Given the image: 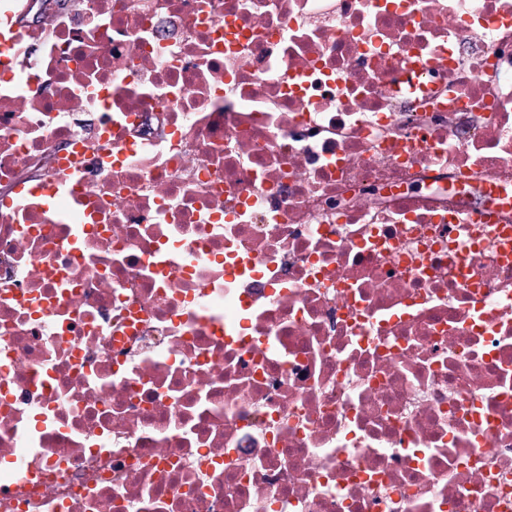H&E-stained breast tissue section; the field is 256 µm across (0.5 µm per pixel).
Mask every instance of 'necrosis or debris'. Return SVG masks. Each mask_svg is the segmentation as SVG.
<instances>
[{
    "instance_id": "4bbe7bcc",
    "label": "necrosis or debris",
    "mask_w": 512,
    "mask_h": 512,
    "mask_svg": "<svg viewBox=\"0 0 512 512\" xmlns=\"http://www.w3.org/2000/svg\"><path fill=\"white\" fill-rule=\"evenodd\" d=\"M0 11V512H512V0ZM418 64L414 91L396 72Z\"/></svg>"
}]
</instances>
